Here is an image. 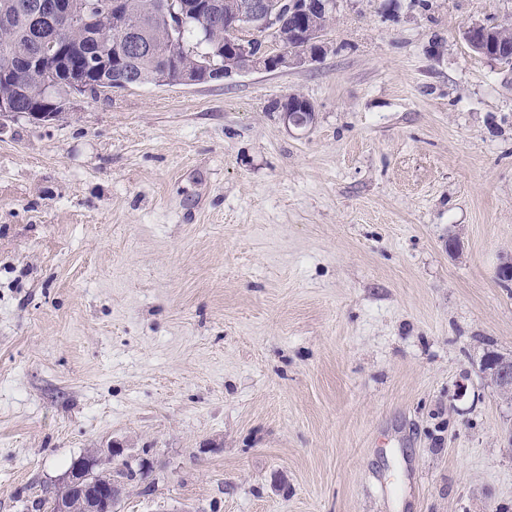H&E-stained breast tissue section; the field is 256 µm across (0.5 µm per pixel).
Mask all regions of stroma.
I'll return each mask as SVG.
<instances>
[{
  "mask_svg": "<svg viewBox=\"0 0 512 512\" xmlns=\"http://www.w3.org/2000/svg\"><path fill=\"white\" fill-rule=\"evenodd\" d=\"M512 0H339L314 64L0 119V512H512ZM300 94L312 124L275 104ZM491 29H493V35L486 40V51H473L499 63L512 66V25L500 24L491 27ZM308 103V100L305 99L303 96L299 95V94H292L290 96H288L287 100L282 104L280 105H277L276 106V109H280L282 107H285V106H289V107H286L283 109V113H282V116H283V120H284V123L290 128V127H294V128H305L306 126H309L313 119H314V109L312 106H307L306 107V112H311V115L310 116H307L306 117V122L305 125L304 124H301V122L298 121V116L296 113H294L293 111V108H290L291 107H295L297 108L296 111H300L302 113H306V112H303L302 108L304 107V105H306ZM501 396L512 399V358L504 356L498 363L494 364L487 371ZM103 449L94 448L81 461H71L69 470L61 487L50 498V511L75 512L73 506L79 504L78 512H112L125 494V485L114 477H106L101 481L90 482L89 473L101 462ZM75 501V502H74Z\"/></svg>",
  "mask_w": 512,
  "mask_h": 512,
  "instance_id": "stroma-1",
  "label": "stroma"
}]
</instances>
